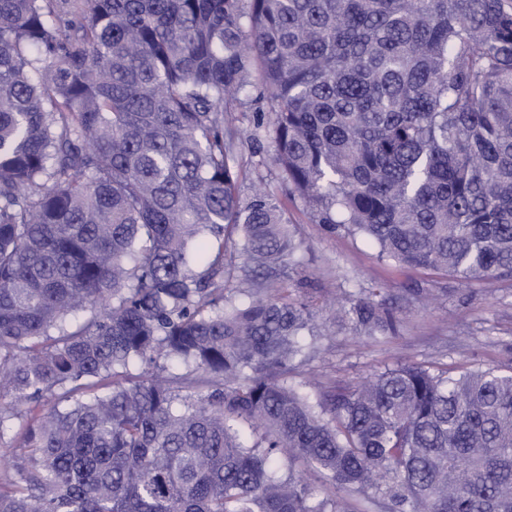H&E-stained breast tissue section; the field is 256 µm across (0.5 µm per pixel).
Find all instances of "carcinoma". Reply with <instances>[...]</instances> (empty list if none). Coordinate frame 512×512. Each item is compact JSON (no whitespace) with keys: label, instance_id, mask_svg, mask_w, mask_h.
I'll return each mask as SVG.
<instances>
[{"label":"carcinoma","instance_id":"cac0c4a2","mask_svg":"<svg viewBox=\"0 0 512 512\" xmlns=\"http://www.w3.org/2000/svg\"><path fill=\"white\" fill-rule=\"evenodd\" d=\"M250 89L283 199L237 193ZM297 203L511 275L512 0H0V512H512V366L312 394L314 307L232 294L297 265ZM332 316L399 326L378 292Z\"/></svg>","mask_w":512,"mask_h":512}]
</instances>
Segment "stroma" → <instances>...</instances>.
<instances>
[{"label": "stroma", "mask_w": 512, "mask_h": 512, "mask_svg": "<svg viewBox=\"0 0 512 512\" xmlns=\"http://www.w3.org/2000/svg\"><path fill=\"white\" fill-rule=\"evenodd\" d=\"M258 109L247 92L232 115L240 135L238 192L244 199L258 182L282 185L271 147L251 140ZM294 218L302 259L288 283L294 298L319 308L376 289L402 309L398 333L387 338L369 340L324 324L305 376L345 386L399 363L444 365L452 371L512 365V277L465 286L449 275L398 268L380 261L360 238L327 231L299 210Z\"/></svg>", "instance_id": "obj_1"}]
</instances>
